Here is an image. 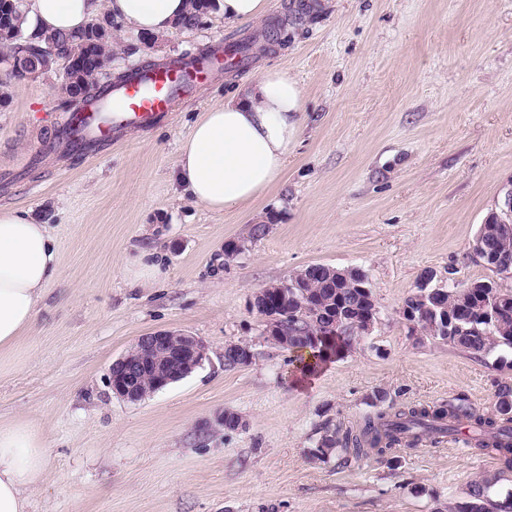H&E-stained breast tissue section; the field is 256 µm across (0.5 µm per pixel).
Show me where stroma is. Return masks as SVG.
Masks as SVG:
<instances>
[{"label": "stroma", "instance_id": "stroma-1", "mask_svg": "<svg viewBox=\"0 0 512 512\" xmlns=\"http://www.w3.org/2000/svg\"><path fill=\"white\" fill-rule=\"evenodd\" d=\"M278 20L287 44L217 71L161 123L85 157L48 147L58 71L0 87V205L47 225L62 266L37 324L0 355V420H33L50 444L34 512H446L476 479L493 502L512 492L496 454L448 438L392 460L315 455L320 425H359L377 393L397 406L462 398L487 416L512 384L511 347L475 356L402 316L427 271L437 286L512 292V274L473 252L512 184V0H268L261 19L205 15L149 41L114 29L108 71L220 49ZM269 68L301 90L300 136L267 196L210 212L181 195V143ZM230 241L241 250L228 257ZM143 248L169 271L153 288L127 280L124 259ZM315 264L363 270L377 320L301 380L250 304ZM164 329L202 339L203 364L143 401L113 394V361ZM231 343L251 363L225 368ZM224 410L239 429L215 425Z\"/></svg>", "mask_w": 512, "mask_h": 512}]
</instances>
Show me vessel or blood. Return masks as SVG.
I'll list each match as a JSON object with an SVG mask.
<instances>
[{
  "label": "vessel or blood",
  "mask_w": 512,
  "mask_h": 512,
  "mask_svg": "<svg viewBox=\"0 0 512 512\" xmlns=\"http://www.w3.org/2000/svg\"><path fill=\"white\" fill-rule=\"evenodd\" d=\"M211 74L212 63L208 60L188 65L171 62L151 68L114 87L104 104L66 117L56 127L55 135L81 151L90 144L111 140L120 130L152 125L169 114L177 97L207 81Z\"/></svg>",
  "instance_id": "b4317fda"
}]
</instances>
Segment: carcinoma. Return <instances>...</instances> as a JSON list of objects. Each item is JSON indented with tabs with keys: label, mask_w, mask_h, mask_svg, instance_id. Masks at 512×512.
Masks as SVG:
<instances>
[{
	"label": "carcinoma",
	"mask_w": 512,
	"mask_h": 512,
	"mask_svg": "<svg viewBox=\"0 0 512 512\" xmlns=\"http://www.w3.org/2000/svg\"><path fill=\"white\" fill-rule=\"evenodd\" d=\"M206 0H191L192 11L178 25L193 28L204 14ZM23 0L12 3L0 0V27L5 33L12 32L19 38L9 47L0 43L1 52L39 56L54 52L63 61L61 90L69 104L75 97L84 95L90 104L104 98L111 90L112 79L106 78L105 69L112 56V30L90 35L92 25L77 32H57L47 36L28 33L20 24ZM320 275L305 277L288 289V303L283 307L280 334L288 337V345L297 350H310V360L304 355L294 359L296 369L312 374L320 364L340 356L350 348L356 335L341 332L326 336V325L336 309L348 306L353 315L372 307L369 295L358 288L362 274L347 283H338L329 275L327 266L318 265ZM492 289L475 288L467 294L458 288H442L435 300L458 317H477L479 311L493 304ZM451 344L473 354L483 353L497 345L512 346V306L503 313L499 323L465 322ZM470 427V445L480 451H494L512 469V386L502 385L497 392L495 413L485 417L469 410L464 403L448 406L410 404L399 408H382L364 418L361 426L345 431L325 425L317 444V456L323 460L333 450L341 449L342 461L377 456L383 458L399 448H416L424 441L440 442L447 436L458 434L464 424ZM488 486L476 481L471 484L470 500L448 507V512H491L507 508L512 512V493L506 505L489 500Z\"/></svg>",
	"instance_id": "obj_1"
}]
</instances>
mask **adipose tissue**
Listing matches in <instances>:
<instances>
[{
    "label": "adipose tissue",
    "mask_w": 512,
    "mask_h": 512,
    "mask_svg": "<svg viewBox=\"0 0 512 512\" xmlns=\"http://www.w3.org/2000/svg\"><path fill=\"white\" fill-rule=\"evenodd\" d=\"M189 0H28L24 26L35 33L83 28L99 14L146 34L171 30ZM301 91L287 70L270 68L248 89L205 112L183 140L177 178L190 198L215 213L245 209L285 168L300 131ZM61 274L47 225L0 206V353L13 351L36 322L47 286ZM50 444L28 419L0 422V512H32Z\"/></svg>",
    "instance_id": "1"
}]
</instances>
